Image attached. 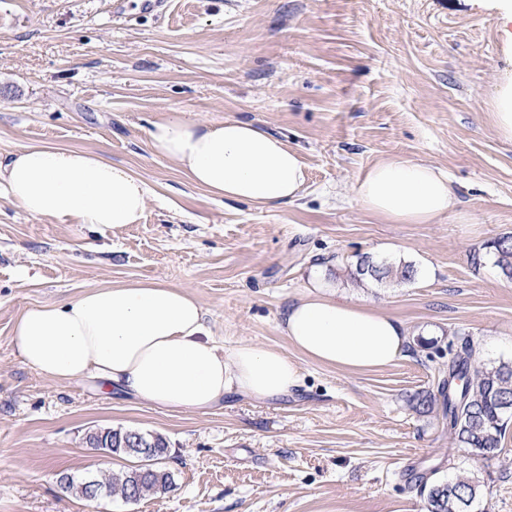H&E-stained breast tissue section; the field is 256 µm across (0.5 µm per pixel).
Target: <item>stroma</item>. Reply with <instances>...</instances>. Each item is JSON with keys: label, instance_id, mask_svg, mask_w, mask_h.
<instances>
[{"label": "stroma", "instance_id": "stroma-1", "mask_svg": "<svg viewBox=\"0 0 512 512\" xmlns=\"http://www.w3.org/2000/svg\"><path fill=\"white\" fill-rule=\"evenodd\" d=\"M0 0V156L81 149L131 169L151 194L140 223L60 224L0 191V512H423L421 482L471 476L479 512H512V424L500 448L458 446L408 399L442 362L417 337L466 336L474 364L512 360V280L491 242L512 234V141L489 102L512 72L490 0ZM255 122L306 166L300 199L227 203L152 154L146 131L181 111ZM392 158L446 172L458 197L433 224H393L355 186ZM421 269L356 282L360 257ZM321 267L347 301L405 325L392 365L364 374L298 357L281 330ZM160 281L200 301L225 349L297 358L288 399L229 396L158 408L92 377L55 381L22 362L25 310L94 286ZM162 435L168 491L89 502L81 482L138 466L86 442L95 428Z\"/></svg>", "mask_w": 512, "mask_h": 512}]
</instances>
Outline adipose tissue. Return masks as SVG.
Segmentation results:
<instances>
[{
	"label": "adipose tissue",
	"mask_w": 512,
	"mask_h": 512,
	"mask_svg": "<svg viewBox=\"0 0 512 512\" xmlns=\"http://www.w3.org/2000/svg\"><path fill=\"white\" fill-rule=\"evenodd\" d=\"M147 145L191 183L231 202L276 207L299 198L306 183L298 152L249 121L206 123L183 112L153 124ZM0 187L29 215L62 224H135L150 196L139 175L102 155L40 145L0 159ZM356 198L394 224H431L456 206L447 174L410 159L369 168L357 182ZM282 326L303 357L352 374L388 366L408 342L401 321L337 299L321 275L288 305ZM11 341L23 362L46 378L90 375L166 409L206 410L231 393L279 400L300 381L298 364L278 350L246 342L224 350L198 299L157 281L96 286L28 309L16 320Z\"/></svg>",
	"instance_id": "obj_1"
}]
</instances>
